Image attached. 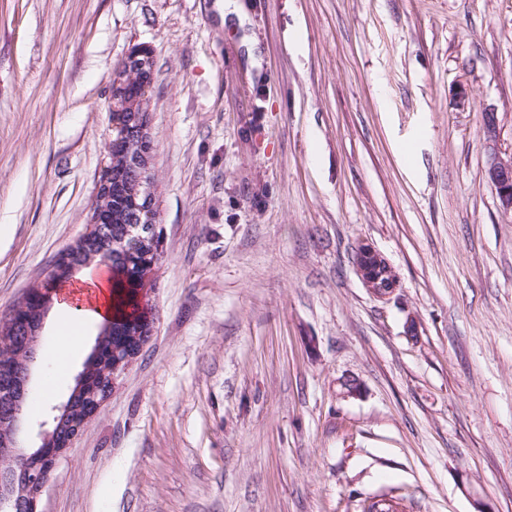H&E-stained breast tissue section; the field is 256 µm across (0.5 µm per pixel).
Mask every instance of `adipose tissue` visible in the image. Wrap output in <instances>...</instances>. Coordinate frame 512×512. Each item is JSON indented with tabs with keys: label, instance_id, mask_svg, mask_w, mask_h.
Masks as SVG:
<instances>
[{
	"label": "adipose tissue",
	"instance_id": "ef3b65f1",
	"mask_svg": "<svg viewBox=\"0 0 512 512\" xmlns=\"http://www.w3.org/2000/svg\"><path fill=\"white\" fill-rule=\"evenodd\" d=\"M82 289H96L95 298L82 302L73 295H62L60 305L65 314L60 322L63 326L62 351L57 352L58 365L69 366L73 355L83 340V329L87 322L101 321L112 316V274L106 268H90L77 277Z\"/></svg>",
	"mask_w": 512,
	"mask_h": 512
}]
</instances>
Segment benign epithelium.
<instances>
[{
	"instance_id": "7a95c632",
	"label": "benign epithelium",
	"mask_w": 512,
	"mask_h": 512,
	"mask_svg": "<svg viewBox=\"0 0 512 512\" xmlns=\"http://www.w3.org/2000/svg\"><path fill=\"white\" fill-rule=\"evenodd\" d=\"M149 56L141 51L131 53L125 60L124 72L113 76L110 84L109 109L115 108L117 88L127 76L140 75L144 83L153 82V71L147 69ZM138 187L143 189L150 210L151 223H156V213L152 206L153 184L146 176L149 166L139 169ZM485 176L493 186L497 197L506 210L512 211V158L504 159L496 152L489 153ZM112 171L103 166L89 223L90 231L85 238H100L103 235L102 223L105 209L111 199ZM354 267L356 273L373 297L388 301L398 291L400 284L395 270L385 256L370 243L362 242L355 250ZM38 337L28 336L24 341L28 357V367L18 373L11 383V407L0 417V457L12 461L10 469L0 473V512H37V499L46 486L58 458L71 447L86 421L94 415L100 405L110 396L119 380L131 364L142 344L130 346V342H121L111 352L112 361L100 363L103 383L94 384L96 372L82 368L78 373L79 389L86 399L82 413L70 419L67 427L59 424V418L53 417L50 428L39 433L40 445L35 452L23 446L28 437L24 417L26 395L31 388L32 373L37 359Z\"/></svg>"
}]
</instances>
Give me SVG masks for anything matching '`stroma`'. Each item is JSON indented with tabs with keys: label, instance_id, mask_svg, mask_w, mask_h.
<instances>
[{
	"label": "stroma",
	"instance_id": "35a3bbf8",
	"mask_svg": "<svg viewBox=\"0 0 512 512\" xmlns=\"http://www.w3.org/2000/svg\"><path fill=\"white\" fill-rule=\"evenodd\" d=\"M137 48L153 332L38 512H512V212L484 174L512 157V0H0V317L86 233ZM58 311L32 445L100 330L61 368ZM356 273L373 297L387 301L398 291L400 284L395 270L385 256L368 242H361L355 250Z\"/></svg>",
	"mask_w": 512,
	"mask_h": 512
}]
</instances>
